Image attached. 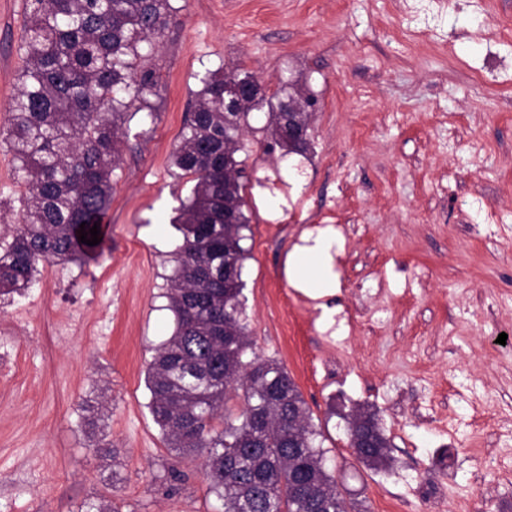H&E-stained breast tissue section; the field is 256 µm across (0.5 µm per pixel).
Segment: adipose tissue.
I'll return each instance as SVG.
<instances>
[{
    "label": "adipose tissue",
    "mask_w": 512,
    "mask_h": 512,
    "mask_svg": "<svg viewBox=\"0 0 512 512\" xmlns=\"http://www.w3.org/2000/svg\"><path fill=\"white\" fill-rule=\"evenodd\" d=\"M336 233L333 229L316 236H303L286 260L289 284L312 299H323L335 293L338 286L334 264Z\"/></svg>",
    "instance_id": "obj_1"
}]
</instances>
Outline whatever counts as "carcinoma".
<instances>
[{
	"mask_svg": "<svg viewBox=\"0 0 512 512\" xmlns=\"http://www.w3.org/2000/svg\"><path fill=\"white\" fill-rule=\"evenodd\" d=\"M22 36L25 65L0 131L22 187L11 235L0 237V295H21L41 262L67 263L94 250L80 242L112 201L120 160V127L142 107L156 84L140 66L173 14L171 0H26ZM240 67L201 78L202 88L173 153L174 165L194 182L175 219L182 244L168 278L167 308L175 330L155 351L146 386L149 409L171 448L205 456L204 473L224 500V512H356L326 467L321 436L295 381L280 362L245 359L252 340L244 307L241 245L248 219L242 185L224 175L237 163L240 135L252 108L230 109L224 84L249 79ZM288 87L261 93L267 135L288 127L281 105ZM233 289L224 291V268ZM229 340H224V328ZM243 406L232 416L231 392ZM224 417V428L213 421ZM359 427L377 448L356 458L368 468L388 466L389 441L376 412L359 409Z\"/></svg>",
	"mask_w": 512,
	"mask_h": 512,
	"instance_id": "carcinoma-1",
	"label": "carcinoma"
}]
</instances>
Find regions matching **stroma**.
Segmentation results:
<instances>
[{
    "label": "stroma",
    "mask_w": 512,
    "mask_h": 512,
    "mask_svg": "<svg viewBox=\"0 0 512 512\" xmlns=\"http://www.w3.org/2000/svg\"><path fill=\"white\" fill-rule=\"evenodd\" d=\"M128 113L102 243L0 296V512H224L201 457L168 448L145 375L172 333L173 152L209 70L317 99L307 155L240 139L253 350L281 362L360 512H512V0H172ZM25 0H0V128ZM20 204L0 141V232ZM334 226L331 327L284 273ZM505 343H498L499 334ZM377 412L391 462L356 460L343 412Z\"/></svg>",
    "instance_id": "1"
}]
</instances>
